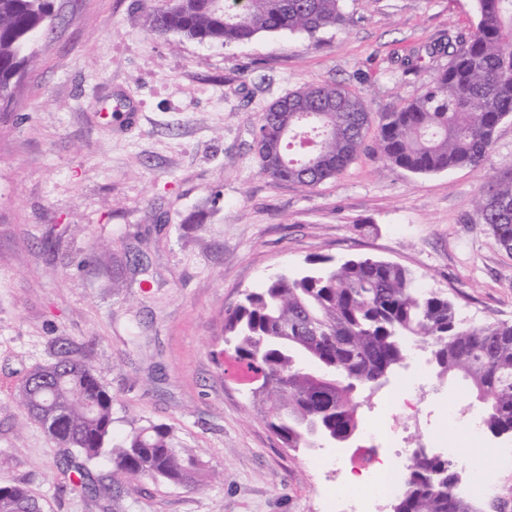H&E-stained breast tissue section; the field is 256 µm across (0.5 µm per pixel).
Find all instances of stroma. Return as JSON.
Segmentation results:
<instances>
[{
    "label": "stroma",
    "mask_w": 512,
    "mask_h": 512,
    "mask_svg": "<svg viewBox=\"0 0 512 512\" xmlns=\"http://www.w3.org/2000/svg\"><path fill=\"white\" fill-rule=\"evenodd\" d=\"M53 31L14 103L0 108V482L43 512H339L347 473H367L395 437L432 453L473 447L449 424L468 385L438 379L423 347L391 379L409 408L366 398L342 467L282 447L231 358L216 360L224 309L308 260L399 263L465 322H512V255L476 201L512 169V117L481 168L415 174L368 148L335 181L304 190L261 175L253 124L277 98L328 81L374 117L420 95L467 36L473 0H341L348 23L229 46L156 36L143 0H57ZM421 56L418 71L404 60ZM108 244L104 264L91 262ZM91 345L117 433L172 426L212 473L196 488L135 479L104 499L72 491L63 449L18 404L52 337Z\"/></svg>",
    "instance_id": "stroma-1"
}]
</instances>
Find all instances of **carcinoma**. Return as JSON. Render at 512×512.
<instances>
[{
	"label": "carcinoma",
	"mask_w": 512,
	"mask_h": 512,
	"mask_svg": "<svg viewBox=\"0 0 512 512\" xmlns=\"http://www.w3.org/2000/svg\"><path fill=\"white\" fill-rule=\"evenodd\" d=\"M340 0H144L151 30L201 43L231 45L283 32L314 34L346 22ZM475 25L452 46L448 66L425 91L383 113L376 147L416 174L477 167L489 157L498 124L512 114V0H473ZM54 0H0V104L16 74L33 63L30 44L51 29ZM365 100L331 82H313L273 101L260 115L254 147L260 174L311 189L333 181L365 149ZM496 244L512 255V172L493 179L477 203ZM224 349L250 385L251 401L284 448L312 450L356 434V394L406 364L421 342L437 377L460 375L482 404L483 425L512 433V324H465L454 303L398 263L358 257L268 277L224 314ZM60 372L54 383L22 388L18 403L38 424L46 412L66 418L50 437L68 456L104 458L110 483L74 470L73 489L104 496L136 476L193 487L203 462L173 428L149 424L118 437L112 395L101 385L86 345L66 336L50 343ZM449 455L412 456L393 512H483L457 492ZM20 484L0 485V512H41Z\"/></svg>",
	"instance_id": "1"
}]
</instances>
